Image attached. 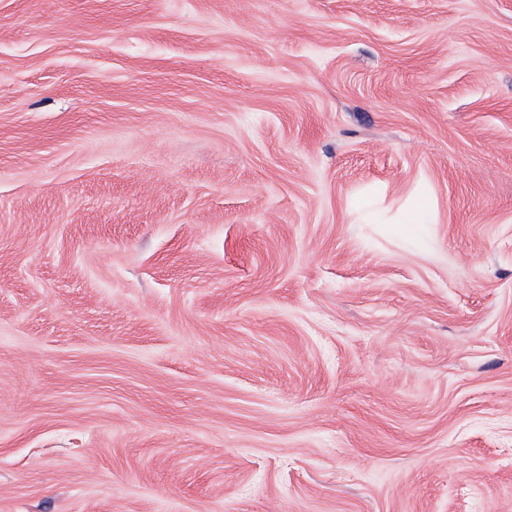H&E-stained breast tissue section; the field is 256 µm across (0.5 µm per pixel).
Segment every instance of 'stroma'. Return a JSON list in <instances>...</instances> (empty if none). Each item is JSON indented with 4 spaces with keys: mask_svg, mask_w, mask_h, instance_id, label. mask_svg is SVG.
<instances>
[{
    "mask_svg": "<svg viewBox=\"0 0 512 512\" xmlns=\"http://www.w3.org/2000/svg\"><path fill=\"white\" fill-rule=\"evenodd\" d=\"M0 512H512V0H0Z\"/></svg>",
    "mask_w": 512,
    "mask_h": 512,
    "instance_id": "1",
    "label": "stroma"
}]
</instances>
